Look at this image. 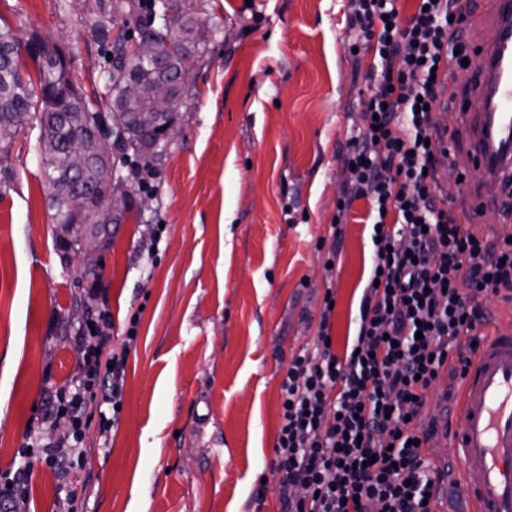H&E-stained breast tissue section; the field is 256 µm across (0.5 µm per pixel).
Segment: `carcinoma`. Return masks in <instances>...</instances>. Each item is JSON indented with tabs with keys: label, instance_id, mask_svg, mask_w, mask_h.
I'll return each instance as SVG.
<instances>
[{
	"label": "carcinoma",
	"instance_id": "obj_1",
	"mask_svg": "<svg viewBox=\"0 0 512 512\" xmlns=\"http://www.w3.org/2000/svg\"><path fill=\"white\" fill-rule=\"evenodd\" d=\"M135 5L128 0L116 5V10L132 12ZM169 8L176 21L156 30L143 25L139 37L164 44L174 43L179 53L169 63L167 73L174 74L187 59L197 60L205 29L194 19L196 0H169ZM114 10V11H116ZM114 11L99 19L95 32L100 42L115 43V56L111 60L112 81L106 92L89 97L70 81L63 58L56 47L48 42L26 37L20 30L9 25L0 27V131H16L28 124L32 110H39V125L44 171L49 186L54 188L67 175V151L82 150L90 157V163L81 175L83 183L98 188L107 173L109 158L101 152L94 126L98 114L106 112L112 123L123 128L125 137L115 140L121 152L133 150L139 160L151 162L161 154L168 142L158 134V129L168 117L180 111L185 99L198 94L197 87L179 89L161 107L151 97L144 95L133 99L122 96L124 78L133 75L146 90L165 77L148 61L134 55L126 42L112 38ZM28 56L37 72V80L24 77L21 63ZM149 114L152 123L143 126L129 121L130 114Z\"/></svg>",
	"mask_w": 512,
	"mask_h": 512
}]
</instances>
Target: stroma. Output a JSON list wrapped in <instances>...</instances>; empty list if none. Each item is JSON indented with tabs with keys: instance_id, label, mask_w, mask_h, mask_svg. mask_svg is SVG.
I'll use <instances>...</instances> for the list:
<instances>
[{
	"instance_id": "1",
	"label": "stroma",
	"mask_w": 512,
	"mask_h": 512,
	"mask_svg": "<svg viewBox=\"0 0 512 512\" xmlns=\"http://www.w3.org/2000/svg\"><path fill=\"white\" fill-rule=\"evenodd\" d=\"M115 2L0 0V22L56 46L90 95L111 63L91 20ZM200 4L199 95L178 113L181 133L149 187L130 184L104 273L84 272L58 234L38 120L0 161L10 172L0 186V471L29 437L48 442L49 395L76 382V303L112 315L103 358L126 352L107 440L90 422L63 485L32 450L26 512H59L65 492L73 512H281L270 463L282 370L314 343L326 288L334 348L356 334L369 202L353 204L340 238L331 226L373 55L349 50L348 0ZM446 146L463 174L439 187L449 207L460 211L476 186L493 196L480 165L451 137Z\"/></svg>"
}]
</instances>
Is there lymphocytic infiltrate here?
Wrapping results in <instances>:
<instances>
[{
    "label": "lymphocytic infiltrate",
    "instance_id": "lymphocytic-infiltrate-1",
    "mask_svg": "<svg viewBox=\"0 0 512 512\" xmlns=\"http://www.w3.org/2000/svg\"><path fill=\"white\" fill-rule=\"evenodd\" d=\"M418 2L405 19L395 0H349L347 28L377 59V87L350 139L336 216L357 200L371 204L372 270L352 344L341 354L333 347L335 293L326 289L314 346L284 369L271 463L282 512H435L439 473L422 453L420 415L444 371L464 375L467 358L450 353L489 325L488 296L512 293V250L468 231L437 194L448 150L433 108L458 98L443 88L468 56L466 14L459 0ZM83 330L91 346L81 378L55 392L45 416L68 419L71 451L83 445L89 403H100L107 432L124 388V354L108 369L101 361L110 314L96 311Z\"/></svg>",
    "mask_w": 512,
    "mask_h": 512
}]
</instances>
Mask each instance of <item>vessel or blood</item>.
<instances>
[{
    "label": "vessel or blood",
    "mask_w": 512,
    "mask_h": 512,
    "mask_svg": "<svg viewBox=\"0 0 512 512\" xmlns=\"http://www.w3.org/2000/svg\"><path fill=\"white\" fill-rule=\"evenodd\" d=\"M492 21L490 46L476 61L480 103L468 127L469 153L501 192H512V153L500 143L512 140V0H491L475 26ZM466 374L456 407L442 411L430 447L452 445L460 486L473 512H512V327L495 324Z\"/></svg>",
    "instance_id": "vessel-or-blood-1"
}]
</instances>
